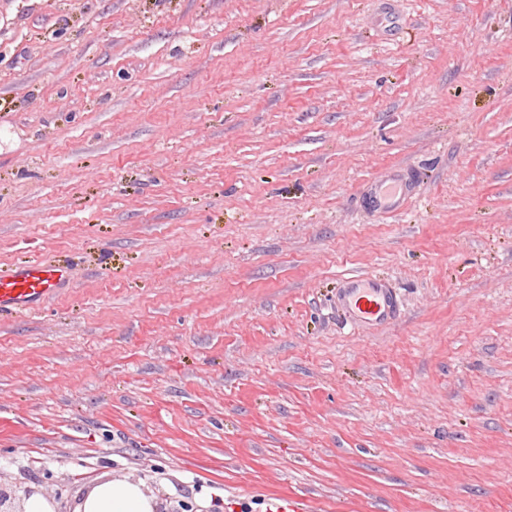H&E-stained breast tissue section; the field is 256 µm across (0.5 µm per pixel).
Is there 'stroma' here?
Returning a JSON list of instances; mask_svg holds the SVG:
<instances>
[{
  "mask_svg": "<svg viewBox=\"0 0 512 512\" xmlns=\"http://www.w3.org/2000/svg\"><path fill=\"white\" fill-rule=\"evenodd\" d=\"M37 258L0 481L512 512V0H0V268ZM357 274L399 322L345 324ZM414 179L412 169H394L368 183L358 201L380 215L395 213L412 197ZM335 306L346 323L357 328L386 327L402 315L398 288L379 277L344 278L336 289Z\"/></svg>",
  "mask_w": 512,
  "mask_h": 512,
  "instance_id": "35a3bbf8",
  "label": "stroma"
}]
</instances>
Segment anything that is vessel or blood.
Returning a JSON list of instances; mask_svg holds the SVG:
<instances>
[{
	"instance_id": "vessel-or-blood-1",
	"label": "vessel or blood",
	"mask_w": 512,
	"mask_h": 512,
	"mask_svg": "<svg viewBox=\"0 0 512 512\" xmlns=\"http://www.w3.org/2000/svg\"><path fill=\"white\" fill-rule=\"evenodd\" d=\"M415 175L397 168L374 178L359 201L380 215L399 211L412 196ZM65 269L34 259L14 270L0 271V312L30 309L51 298L65 282ZM335 306L347 324L357 328L385 327L402 314L398 289L385 278L351 276L340 281Z\"/></svg>"
}]
</instances>
